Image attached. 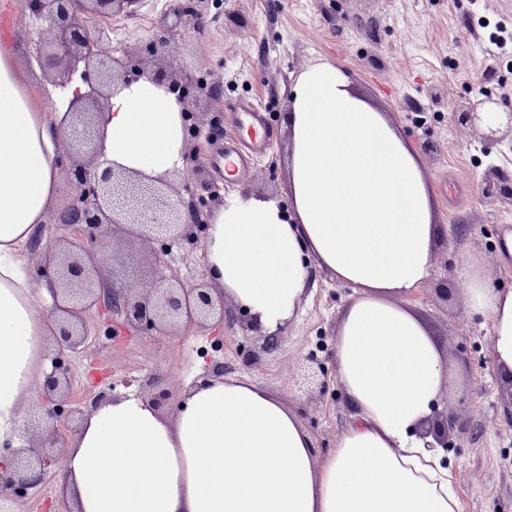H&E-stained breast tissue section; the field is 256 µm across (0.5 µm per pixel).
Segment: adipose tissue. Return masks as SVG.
I'll return each mask as SVG.
<instances>
[{"mask_svg": "<svg viewBox=\"0 0 512 512\" xmlns=\"http://www.w3.org/2000/svg\"><path fill=\"white\" fill-rule=\"evenodd\" d=\"M76 90L43 111L0 43V443L17 447L56 303L23 249L60 192L61 120ZM286 124L287 203L252 195L218 210L206 275L269 334L296 318L308 260L353 288L336 331L351 422L318 460L297 416L245 376L186 386L171 417L143 397H112L90 408L59 463L75 512H462L442 449L419 433L448 371L408 303L441 236L418 155L327 62L296 81ZM103 131L113 167L154 178L182 163L180 106L148 80L111 97ZM461 275L510 380L512 290L491 287L476 259Z\"/></svg>", "mask_w": 512, "mask_h": 512, "instance_id": "adipose-tissue-1", "label": "adipose tissue"}]
</instances>
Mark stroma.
I'll list each match as a JSON object with an SVG mask.
<instances>
[{
	"mask_svg": "<svg viewBox=\"0 0 512 512\" xmlns=\"http://www.w3.org/2000/svg\"><path fill=\"white\" fill-rule=\"evenodd\" d=\"M195 7L176 38L170 63L191 61L198 76L222 85L224 132H233L230 105L259 100L273 130L272 146L243 180L211 167L223 139L199 135L200 151L169 172L175 186L191 184L208 200L207 214L225 199L247 195L284 198L288 129L284 123L293 83L309 66L326 61L345 69L355 87L397 124L416 151L432 198L435 219L447 232L435 268L412 298L448 361L446 392L438 408L462 413L467 429L445 448L459 488L462 512H512V409L507 385L495 372L490 323L469 308L458 289L459 272L479 259L492 287L512 290V250L502 227L512 225V205L485 199L484 173L512 175V141L488 144L454 128L456 100L488 93L512 104V59L490 55L491 27L512 29V0H144L133 16L100 21L96 33L115 55L143 54L156 20L175 6ZM6 25L0 40L16 50V66L46 110L61 92L53 70L37 60L48 40L44 25L22 12L20 0H0ZM205 183H191L194 167ZM457 224L465 234L454 233ZM206 231L171 246L165 269L186 283L205 278ZM352 290L317 264L308 266L306 297L297 317L268 347L250 313L227 303L224 325L187 333L146 336L113 332L91 319L85 350L72 356V397L89 408L99 393L133 391L150 399L165 391L172 414L189 385L214 378L223 364L228 377L246 376L280 396L309 434L315 457L334 448L351 421L352 407L337 380L338 313ZM314 360L325 372L322 388L307 394L293 387L299 363Z\"/></svg>",
	"mask_w": 512,
	"mask_h": 512,
	"instance_id": "stroma-1",
	"label": "stroma"
}]
</instances>
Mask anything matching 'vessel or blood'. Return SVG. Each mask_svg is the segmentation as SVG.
Instances as JSON below:
<instances>
[{"instance_id":"b4317fda","label":"vessel or blood","mask_w":512,"mask_h":512,"mask_svg":"<svg viewBox=\"0 0 512 512\" xmlns=\"http://www.w3.org/2000/svg\"><path fill=\"white\" fill-rule=\"evenodd\" d=\"M236 116V139L224 148V156L230 161L234 178L248 173L261 157L270 140L262 106L253 99L237 100L231 107Z\"/></svg>"}]
</instances>
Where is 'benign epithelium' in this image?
Segmentation results:
<instances>
[{
	"instance_id": "7a95c632",
	"label": "benign epithelium",
	"mask_w": 512,
	"mask_h": 512,
	"mask_svg": "<svg viewBox=\"0 0 512 512\" xmlns=\"http://www.w3.org/2000/svg\"><path fill=\"white\" fill-rule=\"evenodd\" d=\"M142 0H23L22 11L45 22L51 35L46 59L59 70L60 83H70L75 74L85 86L76 93L67 109L65 140L78 159L73 162L71 185L74 197L63 213L61 223L72 226L75 237L54 244L43 259L45 277L53 283L64 306L57 310L66 317L57 321L54 340L58 356L40 387L38 412L26 422L29 445L0 446V458L9 457L13 467L0 468V509L12 512L11 504L28 492L55 467L62 454L59 442L61 419L55 406L70 402L71 376L61 354L85 347L88 330L86 312L94 309L119 317L122 325L143 334H165L179 327L205 328L212 321H224V296L215 297L206 282L191 285L176 275H154L149 279L129 280L104 287L98 256L114 250L116 229L126 239L144 249L157 240L179 242L192 236L202 223L203 205L194 197L184 198L163 178H148L106 164L103 159L100 120L109 111L115 92L147 79L175 95L182 113L191 117L194 127L208 124L217 128L222 113L212 109L208 120L197 112L202 103L221 99V89L212 84L191 90L192 71H168L162 62L170 52L185 17L193 13L186 7L165 13L155 25L146 48L148 59L130 55L116 57L101 49L94 22L120 13L138 12ZM455 124L471 130L487 142L512 139V109L500 111V100L485 95L467 98L455 106ZM489 198L512 204V177L496 169L485 175ZM466 423L454 411L437 412L423 427L442 448L451 436L465 430Z\"/></svg>"
}]
</instances>
